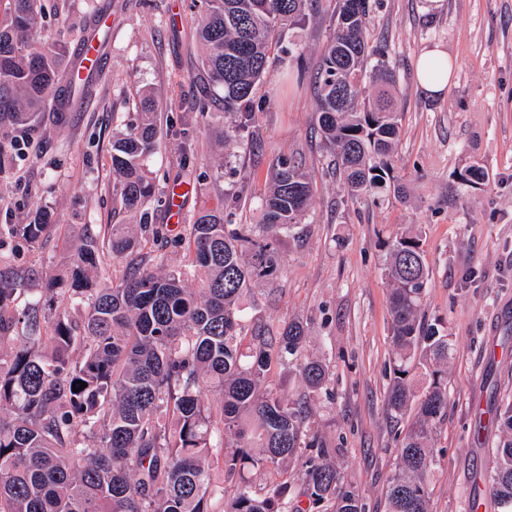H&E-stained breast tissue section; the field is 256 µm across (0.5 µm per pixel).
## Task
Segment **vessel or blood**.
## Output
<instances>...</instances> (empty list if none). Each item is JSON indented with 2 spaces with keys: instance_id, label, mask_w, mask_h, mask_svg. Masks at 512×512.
Wrapping results in <instances>:
<instances>
[{
  "instance_id": "obj_1",
  "label": "vessel or blood",
  "mask_w": 512,
  "mask_h": 512,
  "mask_svg": "<svg viewBox=\"0 0 512 512\" xmlns=\"http://www.w3.org/2000/svg\"><path fill=\"white\" fill-rule=\"evenodd\" d=\"M112 43V13L104 10L87 25L72 52L70 78L84 83L105 70Z\"/></svg>"
}]
</instances>
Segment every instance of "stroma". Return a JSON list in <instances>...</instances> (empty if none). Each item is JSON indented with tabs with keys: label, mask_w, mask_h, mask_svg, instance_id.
<instances>
[{
	"label": "stroma",
	"mask_w": 512,
	"mask_h": 512,
	"mask_svg": "<svg viewBox=\"0 0 512 512\" xmlns=\"http://www.w3.org/2000/svg\"><path fill=\"white\" fill-rule=\"evenodd\" d=\"M100 2L43 0L23 51L52 40L74 46ZM370 4V43L385 45L400 91V140L380 194L348 192L317 126L316 71L336 0H315L303 19L278 31V60L254 91L257 119L237 133L201 65L200 0H112L109 62L86 110L0 128V226L30 223L41 210L54 224L33 247L0 238V256L13 267L63 276L85 229L104 235L109 225L135 224L137 248L105 256L100 278L119 282L138 265L166 272L188 260L187 222L199 211H221L228 224H261L269 167L292 158L311 183V204L292 232L274 236L278 270L251 283L247 320L273 334L303 323L306 356L329 369L327 393L307 397L308 426L333 447L330 460L365 512H387L407 420L385 404L393 358L386 243L402 233L419 237L429 271L423 315L452 344L448 411L433 433L429 510L468 512L473 496L486 492L480 470L499 438L490 422L473 442L474 417L490 390L512 398V358L497 356L512 349V0ZM427 48L445 51L452 64L438 94L416 76ZM145 89L158 94L159 142L145 166L155 194L130 213L115 195L112 139L138 122ZM472 164L487 172L477 189L457 177ZM175 191L182 224L168 220ZM301 470L297 460L287 472L250 470L244 478L261 493L287 484L289 507L304 508Z\"/></svg>",
	"instance_id": "35a3bbf8"
}]
</instances>
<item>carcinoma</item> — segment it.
<instances>
[{"instance_id": "obj_1", "label": "carcinoma", "mask_w": 512, "mask_h": 512, "mask_svg": "<svg viewBox=\"0 0 512 512\" xmlns=\"http://www.w3.org/2000/svg\"><path fill=\"white\" fill-rule=\"evenodd\" d=\"M309 2L205 0L197 26L203 65L237 127L255 120L253 91L274 60L275 32ZM337 2L336 29L318 68L317 123L336 174L352 194L370 196L386 186L399 138V91L385 52L369 44V0ZM41 17L40 0H12L9 20L0 23V124L32 121L54 93L70 104L90 91L89 84H68L65 43L22 52L21 39ZM366 80L371 89L364 92ZM154 107L147 90L138 124L112 141L114 189L128 211L154 192L144 171L157 147ZM486 177L480 165L459 173L471 187ZM311 196L299 166L277 159L262 227L291 228ZM50 219L43 210L30 224L1 227L0 235L33 247ZM189 239L190 265L163 274L137 269L115 286L94 277L102 247L90 233L74 244L67 277L47 279L29 300L32 273L0 271V512H214L212 500L221 495L211 485L215 447L233 449L224 459L231 475L300 459L308 512H363L359 495L328 462L333 449L310 433L305 398L284 399L264 387L275 356L297 368L308 393L323 389L327 369L304 354V326L291 322L277 336L259 326L243 348L241 302L254 279L276 272L272 243L229 228L216 211L198 214ZM137 243L125 225L112 229V254ZM387 249L395 358L386 404L414 413L389 479L388 512H429L428 476L437 461L431 437L448 409L442 365L452 345L421 316L428 271L420 240L397 235ZM421 366L429 384L418 395L411 375ZM204 385L217 392L214 402L202 400ZM216 410L224 427L223 442L214 444ZM489 416L500 438L486 490L500 512H512V400L493 404ZM280 496L279 487L260 494L242 479L224 512H288Z\"/></svg>"}]
</instances>
